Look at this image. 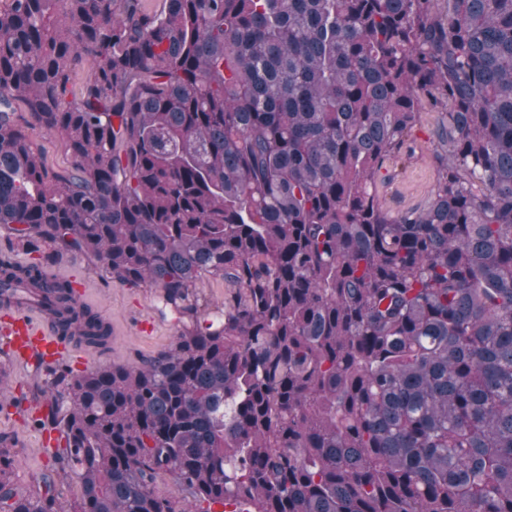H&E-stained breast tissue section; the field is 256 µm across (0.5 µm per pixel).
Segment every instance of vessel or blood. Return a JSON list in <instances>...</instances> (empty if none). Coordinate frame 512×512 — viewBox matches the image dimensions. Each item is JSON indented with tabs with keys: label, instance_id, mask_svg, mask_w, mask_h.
<instances>
[{
	"label": "vessel or blood",
	"instance_id": "obj_1",
	"mask_svg": "<svg viewBox=\"0 0 512 512\" xmlns=\"http://www.w3.org/2000/svg\"><path fill=\"white\" fill-rule=\"evenodd\" d=\"M0 347L15 363L36 370L65 359L76 349L61 336L46 307L33 301L0 312Z\"/></svg>",
	"mask_w": 512,
	"mask_h": 512
}]
</instances>
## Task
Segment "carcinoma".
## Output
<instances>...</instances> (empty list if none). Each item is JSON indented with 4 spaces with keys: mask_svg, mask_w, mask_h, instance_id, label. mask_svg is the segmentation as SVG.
Segmentation results:
<instances>
[{
    "mask_svg": "<svg viewBox=\"0 0 512 512\" xmlns=\"http://www.w3.org/2000/svg\"><path fill=\"white\" fill-rule=\"evenodd\" d=\"M442 107L431 197L394 217L377 174ZM0 226L39 254L0 285L77 343L111 329L43 267L78 253L182 323L53 367L71 512H512V0H0ZM14 466L0 512H58ZM33 138L46 167L53 170L70 168L72 160L60 135L36 131ZM195 292L199 303L210 316L218 314L224 308V281L219 277H205Z\"/></svg>",
    "mask_w": 512,
    "mask_h": 512,
    "instance_id": "cac0c4a2",
    "label": "carcinoma"
}]
</instances>
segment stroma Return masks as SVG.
Instances as JSON below:
<instances>
[{
	"label": "stroma",
	"instance_id": "obj_1",
	"mask_svg": "<svg viewBox=\"0 0 512 512\" xmlns=\"http://www.w3.org/2000/svg\"><path fill=\"white\" fill-rule=\"evenodd\" d=\"M440 119L438 112H422L409 138L410 156L381 170L377 192L391 215L423 205L430 197L436 180L432 142ZM52 270L62 278L78 274L85 285L87 306L112 328L108 346L84 359L80 372H91L113 363L135 364L140 358L167 348L181 328L176 315L162 310L156 289L122 283L92 257H67L53 265ZM7 377L10 388L0 401V435H8L16 453L13 480L21 492L33 494L39 489L40 475L54 469V494L62 512H67L78 494L76 480L69 469L56 465L53 452L56 432L35 424L44 391L51 389L61 394L66 385L19 366L9 368Z\"/></svg>",
	"mask_w": 512,
	"mask_h": 512
}]
</instances>
